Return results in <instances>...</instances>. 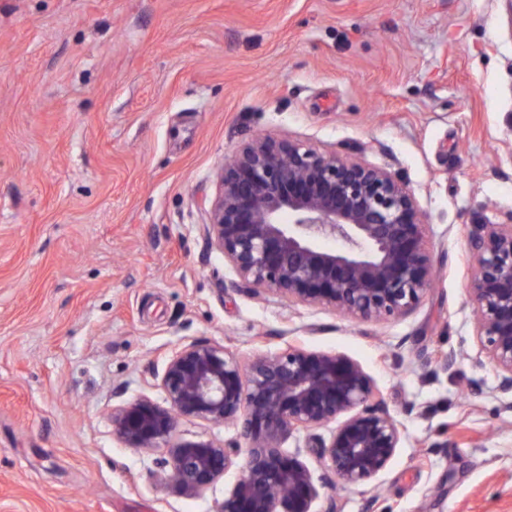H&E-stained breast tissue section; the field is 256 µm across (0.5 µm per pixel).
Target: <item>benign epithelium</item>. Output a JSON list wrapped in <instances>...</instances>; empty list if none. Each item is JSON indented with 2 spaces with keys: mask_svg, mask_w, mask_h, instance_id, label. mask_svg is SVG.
Listing matches in <instances>:
<instances>
[{
  "mask_svg": "<svg viewBox=\"0 0 512 512\" xmlns=\"http://www.w3.org/2000/svg\"><path fill=\"white\" fill-rule=\"evenodd\" d=\"M203 234L239 286L273 292L290 305H322L355 321L404 316L432 282L428 230L415 193L399 174L350 155L319 152L295 139L256 138L226 157ZM342 241L326 248L320 241ZM467 291L482 353L512 409V214L486 220L470 240ZM156 386L112 407V437L163 453V480L204 495L238 472L214 512H314L325 479L283 443L329 423L315 447L326 471L359 486L386 471L404 437L372 377L349 356L289 342L246 359L223 345L182 342ZM236 427L222 443L187 439L178 421Z\"/></svg>",
  "mask_w": 512,
  "mask_h": 512,
  "instance_id": "7a95c632",
  "label": "benign epithelium"
}]
</instances>
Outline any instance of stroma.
Masks as SVG:
<instances>
[{"mask_svg":"<svg viewBox=\"0 0 512 512\" xmlns=\"http://www.w3.org/2000/svg\"><path fill=\"white\" fill-rule=\"evenodd\" d=\"M402 176L437 279L353 321L240 289L201 230L253 135ZM512 214L504 0H0V512H213L112 437L186 339L299 337L358 361L404 426L315 512H512V411L481 353L469 239ZM454 353L450 363L441 357Z\"/></svg>","mask_w":512,"mask_h":512,"instance_id":"stroma-1","label":"stroma"}]
</instances>
